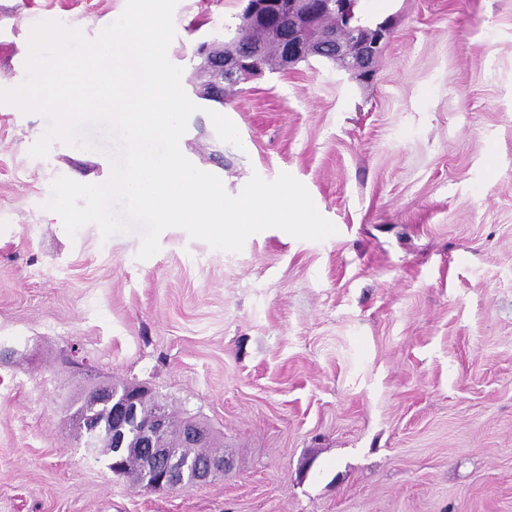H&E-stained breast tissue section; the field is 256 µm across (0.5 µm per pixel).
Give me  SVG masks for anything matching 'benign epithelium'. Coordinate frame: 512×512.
Listing matches in <instances>:
<instances>
[{"mask_svg": "<svg viewBox=\"0 0 512 512\" xmlns=\"http://www.w3.org/2000/svg\"><path fill=\"white\" fill-rule=\"evenodd\" d=\"M354 4L355 0H249L245 24L266 30L280 42L286 69L308 57L327 55L328 37L318 32L313 24L314 16L333 11L338 27L344 31L350 28ZM390 34V26L381 23L352 48L341 33L336 37L333 56L360 77L368 78ZM196 56L200 59L196 69L201 76L191 85L199 97L214 94V87L224 80H239L245 70L250 77L262 72V68L251 65L238 52L226 51L214 41L201 43ZM149 397V390L143 386H132L118 393L110 384L98 386L88 396L84 419L89 429L95 431L99 426L95 411L104 410L109 419L106 439L112 444V471H121L122 457L138 456L146 491H177L224 476L230 467L225 457L191 462L182 456L180 449L173 447L165 405L154 402L152 416L145 421L140 418L141 403ZM210 437L211 430L205 425L193 420L184 425L182 439L188 448H201Z\"/></svg>", "mask_w": 512, "mask_h": 512, "instance_id": "1", "label": "benign epithelium"}]
</instances>
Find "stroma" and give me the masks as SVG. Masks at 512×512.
<instances>
[{"instance_id": "obj_1", "label": "stroma", "mask_w": 512, "mask_h": 512, "mask_svg": "<svg viewBox=\"0 0 512 512\" xmlns=\"http://www.w3.org/2000/svg\"><path fill=\"white\" fill-rule=\"evenodd\" d=\"M126 0H0V88L36 23L95 38ZM240 0H178L170 62L233 36ZM365 81L311 57L194 112L179 141L229 195L300 181L336 228H271L241 252L180 228L68 236L53 182L109 178L0 104V512H512V0H383ZM149 388L209 426L233 470L176 492L76 439L101 384Z\"/></svg>"}]
</instances>
